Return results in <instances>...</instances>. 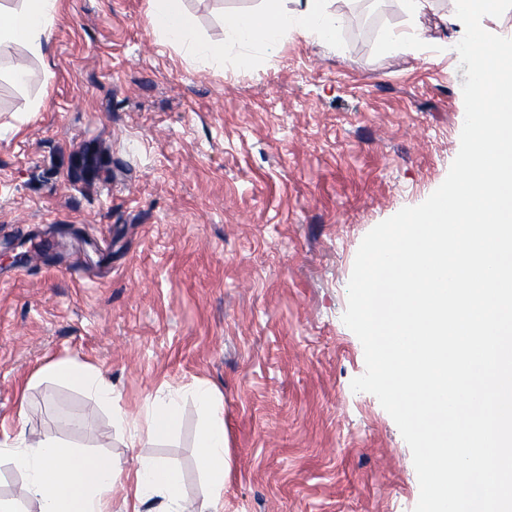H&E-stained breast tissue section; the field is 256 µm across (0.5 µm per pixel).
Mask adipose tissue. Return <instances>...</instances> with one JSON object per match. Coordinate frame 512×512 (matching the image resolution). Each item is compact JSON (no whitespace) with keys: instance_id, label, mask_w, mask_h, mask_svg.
Listing matches in <instances>:
<instances>
[{"instance_id":"adipose-tissue-1","label":"adipose tissue","mask_w":512,"mask_h":512,"mask_svg":"<svg viewBox=\"0 0 512 512\" xmlns=\"http://www.w3.org/2000/svg\"><path fill=\"white\" fill-rule=\"evenodd\" d=\"M294 10L284 9L281 0H266L263 9L235 15L225 21L230 40L242 43L278 44L288 33L325 44L334 43L340 25L328 12V0H297ZM58 0H0V50L21 47L23 60L15 62L11 73L16 83L29 76L28 60L43 59L50 49ZM151 24L155 32L180 47L197 62L224 56V45L199 38L195 16L181 0H154ZM48 371L63 377L91 394L103 405H111L112 389L91 366L77 362H57ZM194 397L204 416L198 438L199 459L207 482L200 503L187 501L182 493V477L177 467L163 461L140 457L134 470H124L109 455H82L44 436L25 435L0 438V455L7 456L26 477V490L37 502L39 512H111L113 488L127 484L133 500L132 512L160 498L163 512H224V484L230 474L224 406L215 389L196 384ZM178 425V403L174 396H158L146 403L141 420L129 423L131 444L155 438Z\"/></svg>"}]
</instances>
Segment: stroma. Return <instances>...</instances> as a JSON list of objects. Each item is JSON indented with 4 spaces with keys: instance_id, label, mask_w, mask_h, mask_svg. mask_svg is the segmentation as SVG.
I'll return each mask as SVG.
<instances>
[{
    "instance_id": "stroma-1",
    "label": "stroma",
    "mask_w": 512,
    "mask_h": 512,
    "mask_svg": "<svg viewBox=\"0 0 512 512\" xmlns=\"http://www.w3.org/2000/svg\"><path fill=\"white\" fill-rule=\"evenodd\" d=\"M183 5L219 42L263 0ZM451 8L433 0L426 40L388 51L411 25L400 0H331L335 44L230 43L194 66L149 0H59L27 84L0 55V427L171 463L198 502L204 381L224 402V512H413L411 450L352 390L364 349L343 314L364 236L423 203L459 152ZM45 238L52 251L5 260ZM68 359L111 384L112 408L44 373ZM176 387L178 429L131 446L113 409L139 417Z\"/></svg>"
}]
</instances>
